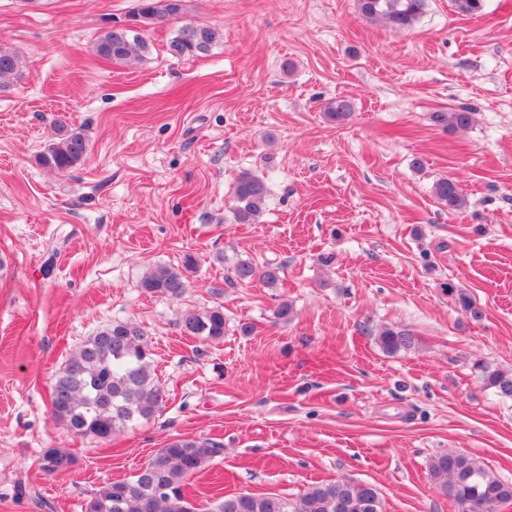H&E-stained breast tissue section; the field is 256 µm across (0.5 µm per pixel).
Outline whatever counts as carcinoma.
Returning a JSON list of instances; mask_svg holds the SVG:
<instances>
[{
	"instance_id": "1",
	"label": "carcinoma",
	"mask_w": 512,
	"mask_h": 512,
	"mask_svg": "<svg viewBox=\"0 0 512 512\" xmlns=\"http://www.w3.org/2000/svg\"><path fill=\"white\" fill-rule=\"evenodd\" d=\"M184 0H137L124 21H114L98 39L97 55L115 62L138 59L149 50L143 32L167 16L182 13ZM462 15H477L484 0H452ZM427 0H357L359 13L396 31H407L424 14ZM218 40L216 29L184 24L167 44L173 59L184 60L208 53ZM24 62L9 46L0 43V93L23 75ZM433 120L452 128L465 129L473 113L465 108L436 112ZM88 152L85 136L56 125L40 157L43 166L67 170L81 164ZM432 194L448 210L464 204L455 180L441 178ZM269 189L265 180L249 171L240 174L233 192V219L237 224H255L267 208ZM194 259L187 257L183 268L155 266L141 281L150 295L178 299L187 288L185 272ZM280 269L259 270L249 261L231 268V280L240 283L261 279L273 287ZM178 326L186 336L213 341L224 337V309L187 312ZM383 350L397 353L410 348L413 338L404 331L387 329L379 336ZM484 380L503 397L512 398V371H483ZM168 392L160 384L152 365V343L144 328L132 321H115L89 337L57 373L50 391L52 418L77 436L109 440L140 420H148L162 407ZM221 446L208 440L174 438L158 449L132 478L101 486L87 502L85 512H198L183 490L184 480L199 470ZM72 458L57 449H46L40 467L46 473L68 469ZM431 480L448 494L461 512H497L512 501V482L500 478L482 461L462 452L448 451L431 461ZM206 512H383L377 489L345 479L315 483L295 500L276 494L239 493L217 498Z\"/></svg>"
}]
</instances>
